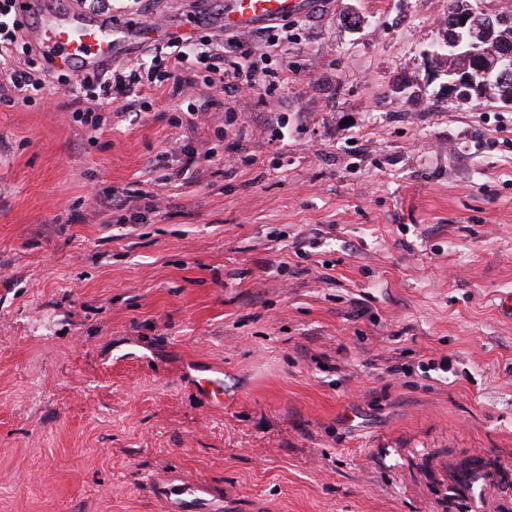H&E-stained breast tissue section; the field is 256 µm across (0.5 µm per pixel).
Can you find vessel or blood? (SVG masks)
<instances>
[{
    "instance_id": "b4317fda",
    "label": "vessel or blood",
    "mask_w": 512,
    "mask_h": 512,
    "mask_svg": "<svg viewBox=\"0 0 512 512\" xmlns=\"http://www.w3.org/2000/svg\"><path fill=\"white\" fill-rule=\"evenodd\" d=\"M33 25L27 35L44 57L49 70L78 76L98 73L115 56L125 40L147 42L160 31L157 23L127 27L113 22L110 14L87 9L56 7L52 0H21ZM316 7L315 0H224L215 29L242 33L290 14L304 15ZM197 392L217 397L224 390L222 370L209 368L191 376ZM150 494L158 512H224V497L205 480L169 472L155 480Z\"/></svg>"
}]
</instances>
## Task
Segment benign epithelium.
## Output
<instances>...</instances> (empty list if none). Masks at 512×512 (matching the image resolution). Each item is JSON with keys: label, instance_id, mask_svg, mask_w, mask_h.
<instances>
[{"label": "benign epithelium", "instance_id": "benign-epithelium-1", "mask_svg": "<svg viewBox=\"0 0 512 512\" xmlns=\"http://www.w3.org/2000/svg\"><path fill=\"white\" fill-rule=\"evenodd\" d=\"M505 23L507 16L503 14L489 15L475 12L470 8L462 9L452 22L448 50L486 63L485 72L490 75L494 70L512 64L506 56L499 58L489 55L490 43L498 29ZM463 83L470 85L478 94L482 92V84L470 80L467 75L462 77L456 71L448 74V94L454 95Z\"/></svg>", "mask_w": 512, "mask_h": 512}]
</instances>
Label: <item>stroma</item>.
Wrapping results in <instances>:
<instances>
[{"label":"stroma","instance_id":"stroma-1","mask_svg":"<svg viewBox=\"0 0 512 512\" xmlns=\"http://www.w3.org/2000/svg\"><path fill=\"white\" fill-rule=\"evenodd\" d=\"M323 2L249 32L276 88L205 125L169 82L97 130L0 105V512H156L170 471L237 512H512L450 473L512 472V105L445 91L450 0ZM112 19L206 34L165 0ZM135 189L140 224L94 199ZM190 381L197 392L203 396L216 399L217 395L223 394L224 372L220 369L209 368L200 374L190 376Z\"/></svg>","mask_w":512,"mask_h":512}]
</instances>
